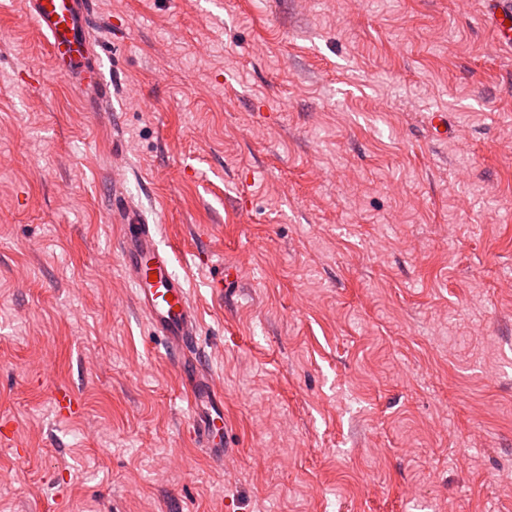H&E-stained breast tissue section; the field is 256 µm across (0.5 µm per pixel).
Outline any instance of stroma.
Here are the masks:
<instances>
[{"label":"stroma","instance_id":"stroma-1","mask_svg":"<svg viewBox=\"0 0 512 512\" xmlns=\"http://www.w3.org/2000/svg\"><path fill=\"white\" fill-rule=\"evenodd\" d=\"M27 5L0 0V512H512L485 0H93L102 112ZM116 185L198 309L222 466L121 269Z\"/></svg>","mask_w":512,"mask_h":512}]
</instances>
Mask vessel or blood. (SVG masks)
<instances>
[{
    "instance_id": "vessel-or-blood-1",
    "label": "vessel or blood",
    "mask_w": 512,
    "mask_h": 512,
    "mask_svg": "<svg viewBox=\"0 0 512 512\" xmlns=\"http://www.w3.org/2000/svg\"><path fill=\"white\" fill-rule=\"evenodd\" d=\"M29 11L44 31L52 55L62 70L101 89V77H88L85 59L87 6L91 0H28ZM492 40L498 52L512 49V0H487ZM120 226L121 267L134 288V300L155 334L162 336L170 353L183 355L198 343L199 317L183 281L170 269V258L160 248L152 225L126 200L116 199L112 211ZM205 370H196L191 385L190 409L194 428L205 447L217 448L223 440L218 424L224 419L223 403L211 387Z\"/></svg>"
}]
</instances>
